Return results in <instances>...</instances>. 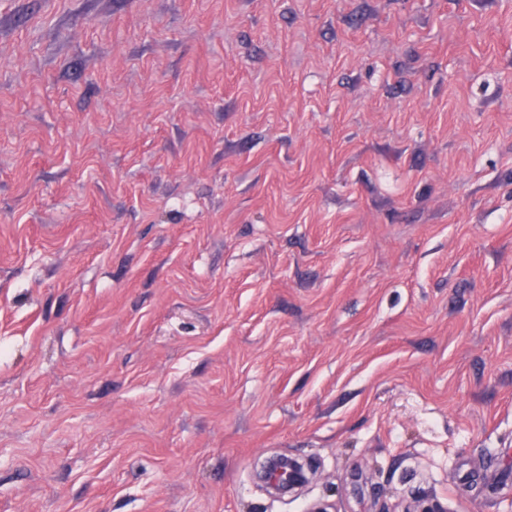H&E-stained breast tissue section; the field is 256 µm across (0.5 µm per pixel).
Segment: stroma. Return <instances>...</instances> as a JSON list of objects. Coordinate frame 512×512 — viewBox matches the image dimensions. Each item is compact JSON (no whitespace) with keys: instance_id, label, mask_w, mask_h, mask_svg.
Wrapping results in <instances>:
<instances>
[{"instance_id":"1","label":"stroma","mask_w":512,"mask_h":512,"mask_svg":"<svg viewBox=\"0 0 512 512\" xmlns=\"http://www.w3.org/2000/svg\"><path fill=\"white\" fill-rule=\"evenodd\" d=\"M420 492L512 512V0H0V512Z\"/></svg>"}]
</instances>
